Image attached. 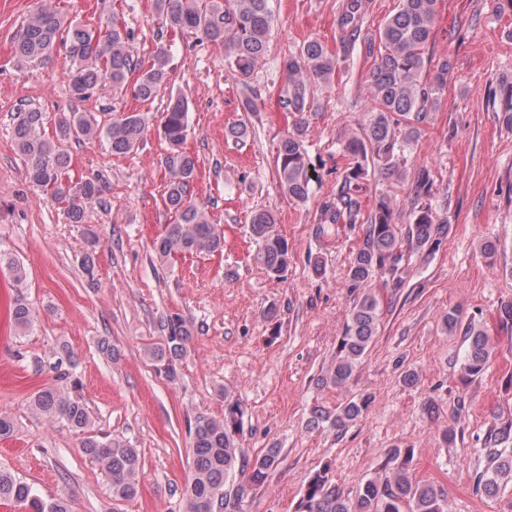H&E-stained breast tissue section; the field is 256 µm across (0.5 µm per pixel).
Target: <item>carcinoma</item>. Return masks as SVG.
Listing matches in <instances>:
<instances>
[{
  "mask_svg": "<svg viewBox=\"0 0 512 512\" xmlns=\"http://www.w3.org/2000/svg\"><path fill=\"white\" fill-rule=\"evenodd\" d=\"M165 23L180 31L201 33L211 43L224 49V61L248 87L270 47L271 9L269 0H157ZM438 0H399L394 14L386 19L374 36L362 33L369 0H345L337 18L343 33L339 52L332 54L317 40L303 44L299 52L282 62L287 84L281 89L279 103L283 110L298 116L292 130L283 135L276 153V171L281 189L288 196L305 202L309 198L312 172L302 144L306 128L305 113L312 111L309 98L311 83L330 84L341 61L356 45L372 60L368 80L370 116L361 126L362 136L345 145L350 167L336 185V192L319 203L323 223L316 225L315 236L328 243L335 227L363 225L364 244L353 254L348 270L350 287L361 295L350 308L336 346V359L328 366L320 383L345 387L378 334L383 315V301L372 288L381 278L396 297L406 285L399 273L405 253L433 251L448 234V220L438 221L424 199L431 195L430 174H418L415 202L408 224H396L388 200L380 198L367 214L362 208V179L367 163L378 166L388 177L400 175L399 134L405 128L426 121L438 109L448 88L451 66L448 57L426 56L435 40ZM63 42L72 61L67 73L71 95L89 97L99 83L107 80L117 89L131 87L134 97L149 100L165 84L169 53L158 47L148 67L134 54L131 33L110 17L105 32L85 28L65 19L53 9L32 15L18 30L13 44L17 65L27 66L47 60L58 42ZM500 121L512 129V76L499 79ZM146 127L145 117L131 112L108 123H100L86 112H71L61 120L52 136L45 131L44 113L36 109L17 112L14 145L23 159L29 183L64 205L67 219L84 224L90 210L100 203L102 188L90 179H72L71 158L65 144L72 141H107L112 153L126 154L139 148ZM189 134L188 101L177 97L169 102L161 135L166 144L163 158L169 180L164 203L175 214L176 222L165 229L156 244L161 258L177 253H211L223 248L224 237L212 224L205 208L196 204L190 186L196 176L198 161L184 148ZM271 209L254 212L249 224L256 243L253 260L264 266L273 278L288 271L290 251L287 239L276 228ZM12 317L19 333L35 324L36 312L18 299ZM441 330L448 336L458 334L468 342L463 363L464 378L481 375L495 347L486 330L452 310L443 317ZM192 339V325L181 316L169 320L167 336L159 348L151 350L154 361L173 375L175 362L184 357ZM224 417L198 415L193 422V455L190 477L185 486L184 512H243V502L253 485L264 480L279 458V450L270 449L253 459L239 447L242 429L239 402L224 400ZM372 403L362 395L336 406V410L316 408L309 425H327L336 434L343 433ZM35 414L87 434L82 443L85 455L99 463L109 480L112 498L126 500L137 493L140 457L128 442L93 433V424L84 398L77 393V383L45 388L31 400ZM512 439V422L493 423L485 449L488 466L476 473V492L495 497L512 482V448L501 444ZM411 450L392 448L386 466L389 473L372 477L359 485L355 493H346L336 485L330 465L316 470L309 479L297 512H448V491L442 485L410 478ZM19 502L32 512H69L66 501H44L33 487L14 474L0 470V503Z\"/></svg>",
  "mask_w": 512,
  "mask_h": 512,
  "instance_id": "1",
  "label": "carcinoma"
}]
</instances>
